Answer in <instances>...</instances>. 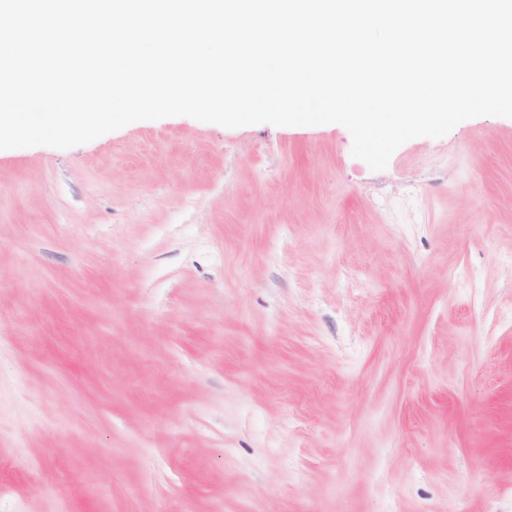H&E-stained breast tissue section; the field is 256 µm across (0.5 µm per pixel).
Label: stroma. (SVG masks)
<instances>
[{
	"label": "stroma",
	"mask_w": 512,
	"mask_h": 512,
	"mask_svg": "<svg viewBox=\"0 0 512 512\" xmlns=\"http://www.w3.org/2000/svg\"><path fill=\"white\" fill-rule=\"evenodd\" d=\"M352 144L0 150V512H512V118Z\"/></svg>",
	"instance_id": "35a3bbf8"
}]
</instances>
